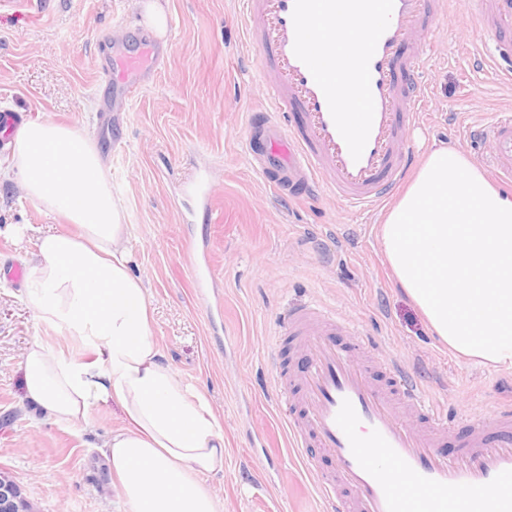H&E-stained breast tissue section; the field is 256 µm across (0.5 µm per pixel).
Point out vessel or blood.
Returning a JSON list of instances; mask_svg holds the SVG:
<instances>
[{"label":"vessel or blood","instance_id":"1","mask_svg":"<svg viewBox=\"0 0 512 512\" xmlns=\"http://www.w3.org/2000/svg\"><path fill=\"white\" fill-rule=\"evenodd\" d=\"M477 17L501 34L490 59L512 75V0H472ZM448 11V0H244V23L271 75L269 105L252 110L249 139L259 175L276 191L336 193L373 207L402 183L411 165L407 133L426 94L417 76L428 61L411 43L415 29ZM136 52L108 46L103 80L130 94L159 65L150 34ZM354 54V85L341 95L340 58ZM491 141L495 177L512 187V114L469 127ZM280 333L296 357L274 380L287 406L295 458L311 475L327 512H512V403L494 418L473 415L454 453L448 430L409 366L380 352L369 336L314 305L280 314ZM498 490L493 505L477 498ZM470 491L455 504L451 492Z\"/></svg>","mask_w":512,"mask_h":512}]
</instances>
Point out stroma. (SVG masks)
I'll use <instances>...</instances> for the list:
<instances>
[{
	"mask_svg": "<svg viewBox=\"0 0 512 512\" xmlns=\"http://www.w3.org/2000/svg\"><path fill=\"white\" fill-rule=\"evenodd\" d=\"M38 2L0 8V111L79 127L103 152L165 360L205 396L224 432V472L206 481L222 512H325L286 445L272 384L277 318L290 307L320 305L359 326L380 351L408 362L434 405L458 417L475 409L489 416L512 400V368L455 357L393 286L379 234L387 205L360 213L329 191L281 197L255 171L246 118L267 105L270 78L246 39L242 0H167L163 61L127 106L111 108L106 130L97 37L125 44L142 26L144 0ZM493 38L469 0H449L445 18L413 33L430 56L420 122L408 132L416 158L449 144L488 168L491 144L472 142L465 126L512 113V81L474 59ZM200 173L213 203L205 219L191 216ZM49 226L65 222L18 184L1 186L0 271L28 264L37 231ZM191 240L209 253L204 297L186 261ZM25 291L0 274V472L36 512H119L99 446L121 427L120 408L102 404L90 424H68L35 415L23 400L28 343H64L38 324Z\"/></svg>",
	"mask_w": 512,
	"mask_h": 512,
	"instance_id": "35a3bbf8",
	"label": "stroma"
}]
</instances>
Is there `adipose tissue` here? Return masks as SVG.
I'll return each mask as SVG.
<instances>
[{"mask_svg":"<svg viewBox=\"0 0 512 512\" xmlns=\"http://www.w3.org/2000/svg\"><path fill=\"white\" fill-rule=\"evenodd\" d=\"M13 158L0 182L19 181L76 227L37 237L26 306L90 353L79 360L29 343L27 402L61 423L89 421L101 403L121 407L106 458L125 512H219L203 480L224 470V434L164 359L97 147L76 127L37 120L17 129ZM381 240L394 282L435 336L459 356L512 367V192L462 152L437 147L387 212Z\"/></svg>","mask_w":512,"mask_h":512,"instance_id":"1","label":"adipose tissue"}]
</instances>
